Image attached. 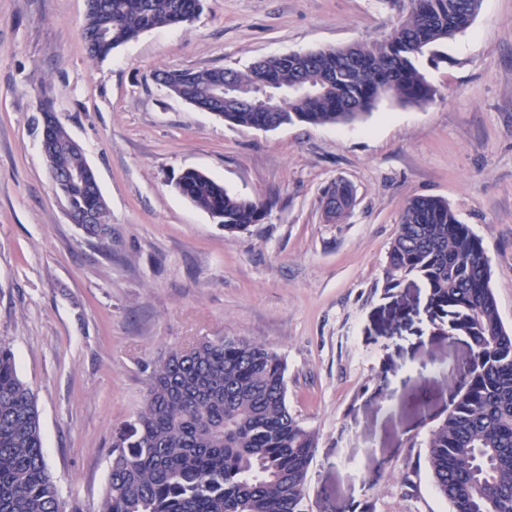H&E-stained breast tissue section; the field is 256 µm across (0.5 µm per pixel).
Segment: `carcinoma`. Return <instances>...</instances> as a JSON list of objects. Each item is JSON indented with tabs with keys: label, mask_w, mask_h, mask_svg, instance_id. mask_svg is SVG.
<instances>
[{
	"label": "carcinoma",
	"mask_w": 512,
	"mask_h": 512,
	"mask_svg": "<svg viewBox=\"0 0 512 512\" xmlns=\"http://www.w3.org/2000/svg\"><path fill=\"white\" fill-rule=\"evenodd\" d=\"M398 5L380 40L322 49L289 63L275 56L260 68L162 71L179 97L228 76L251 85L269 76L287 84L299 74L332 79L314 98L283 97L274 111L227 112L228 122L256 128L346 124L385 96L423 104L435 89L416 65L453 36L482 0H383ZM202 0H87L84 40L104 58L139 33L184 23ZM84 183L56 185L77 217L101 201ZM175 189L234 234L262 221L268 205L230 194L203 172H186ZM427 290L431 321L470 340L460 396L427 443L430 478L452 512H512V331L490 287L481 241L448 203L415 197L405 206L388 251L384 288L410 277ZM316 437L286 403L285 366L263 345L229 336L170 351L155 369L143 407L112 433L108 482L96 512H305L304 489ZM0 512H81L61 500L44 455L31 388L11 349L0 343Z\"/></svg>",
	"instance_id": "carcinoma-1"
}]
</instances>
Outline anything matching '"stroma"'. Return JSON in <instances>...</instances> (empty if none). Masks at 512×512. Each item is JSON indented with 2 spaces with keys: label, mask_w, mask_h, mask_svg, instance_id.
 Returning a JSON list of instances; mask_svg holds the SVG:
<instances>
[{
  "label": "stroma",
  "mask_w": 512,
  "mask_h": 512,
  "mask_svg": "<svg viewBox=\"0 0 512 512\" xmlns=\"http://www.w3.org/2000/svg\"><path fill=\"white\" fill-rule=\"evenodd\" d=\"M85 14L86 0H0V340L36 396L61 499L94 512L112 432L171 349L237 336L280 356L288 408L316 435L306 512H452L427 441L469 340L422 312L394 320L397 297L422 308L426 290L389 293L384 278L407 201L444 199L481 239L512 329V0H482L464 33L420 57L431 101L273 130L227 123L155 75L370 42L390 23L380 0H203L192 21L101 60ZM45 105L96 173L106 240L72 222L50 178ZM187 169L268 203L265 219L225 232L174 189ZM337 179L355 201L330 224L320 197Z\"/></svg>",
  "instance_id": "1"
}]
</instances>
